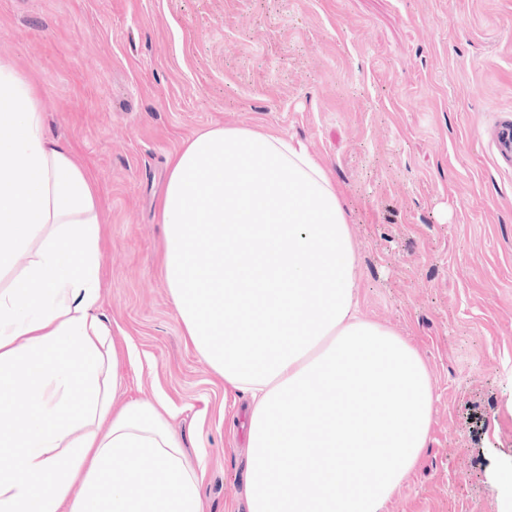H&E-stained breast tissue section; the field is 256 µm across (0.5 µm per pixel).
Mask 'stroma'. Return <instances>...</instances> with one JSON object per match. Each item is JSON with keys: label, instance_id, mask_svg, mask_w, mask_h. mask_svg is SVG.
I'll use <instances>...</instances> for the list:
<instances>
[{"label": "stroma", "instance_id": "35a3bbf8", "mask_svg": "<svg viewBox=\"0 0 512 512\" xmlns=\"http://www.w3.org/2000/svg\"><path fill=\"white\" fill-rule=\"evenodd\" d=\"M96 182L116 404L165 398L206 512L245 503L249 398L187 344L163 283L168 161L218 127L301 140L343 192L362 315L432 376L388 512H499L512 464V0H0V54Z\"/></svg>", "mask_w": 512, "mask_h": 512}]
</instances>
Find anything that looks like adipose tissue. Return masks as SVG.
Here are the masks:
<instances>
[{"label":"adipose tissue","mask_w":512,"mask_h":512,"mask_svg":"<svg viewBox=\"0 0 512 512\" xmlns=\"http://www.w3.org/2000/svg\"><path fill=\"white\" fill-rule=\"evenodd\" d=\"M42 96L0 56V512H205L167 403L113 404L103 214ZM159 220L187 341L251 397L248 512H387L434 386L417 348L361 314L329 170L287 134L215 128L170 158Z\"/></svg>","instance_id":"adipose-tissue-1"}]
</instances>
